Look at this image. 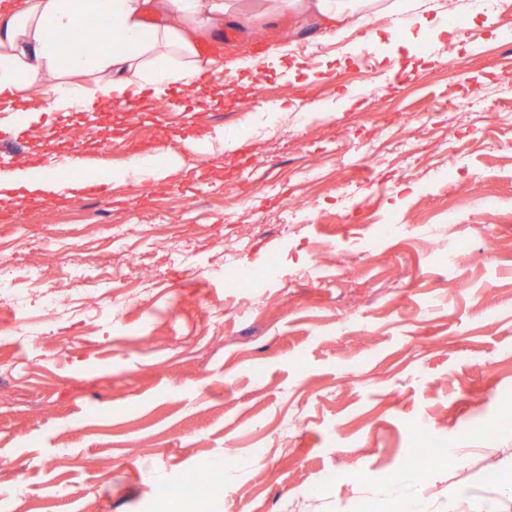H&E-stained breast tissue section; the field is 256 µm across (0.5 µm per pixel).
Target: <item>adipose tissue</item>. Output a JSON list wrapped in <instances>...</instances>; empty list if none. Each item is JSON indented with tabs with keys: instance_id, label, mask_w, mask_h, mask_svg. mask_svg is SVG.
<instances>
[{
	"instance_id": "obj_1",
	"label": "adipose tissue",
	"mask_w": 512,
	"mask_h": 512,
	"mask_svg": "<svg viewBox=\"0 0 512 512\" xmlns=\"http://www.w3.org/2000/svg\"><path fill=\"white\" fill-rule=\"evenodd\" d=\"M279 9L311 15L326 36H341L368 26V15L345 0H275ZM150 0H7L0 5V95L39 85L60 68L93 73L96 89L83 107L121 101L129 88L149 87L164 94L174 81H191L204 69L198 45L224 24L232 0H159L163 11L153 28L145 26ZM103 13L109 28L102 45L90 55L65 54L64 44L83 18ZM23 188L38 199L62 194L53 177L33 178L27 166L0 173V192Z\"/></svg>"
}]
</instances>
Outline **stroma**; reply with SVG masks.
Segmentation results:
<instances>
[{"instance_id": "35a3bbf8", "label": "stroma", "mask_w": 512, "mask_h": 512, "mask_svg": "<svg viewBox=\"0 0 512 512\" xmlns=\"http://www.w3.org/2000/svg\"><path fill=\"white\" fill-rule=\"evenodd\" d=\"M269 4L243 0L232 47L209 38L213 77L189 106L154 97L131 122L110 101L48 109L90 93L93 75L30 93L42 119L0 166L82 158L111 175L112 200L90 187L19 209L0 198V251L43 271L0 288V512H175L183 480L222 474L228 456L223 492L196 512H352L359 499L394 512L392 491L448 512L452 487L458 512H512L488 478L512 454V22L486 0H422L378 14L372 36L328 41L314 17ZM279 45L319 47L314 75L289 54L240 86L230 62ZM367 56L363 86L350 76ZM264 83L284 95L257 97ZM413 112L428 121L403 122ZM203 134L209 149L187 150ZM170 150L187 166L151 193L123 177L134 155L160 166ZM201 166L214 183L192 182ZM302 205L309 219L292 218ZM385 219L417 230L365 251ZM76 245L115 269L111 283L71 276ZM132 256L155 274L129 288ZM227 261L257 270L258 287L225 285ZM22 309L38 323L26 334ZM424 429L451 453L411 481Z\"/></svg>"}]
</instances>
